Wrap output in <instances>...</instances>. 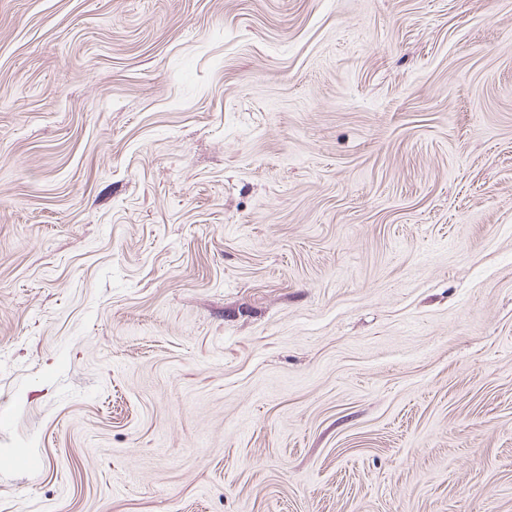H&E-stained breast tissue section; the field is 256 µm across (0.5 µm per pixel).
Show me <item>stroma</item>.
<instances>
[{
	"label": "stroma",
	"mask_w": 512,
	"mask_h": 512,
	"mask_svg": "<svg viewBox=\"0 0 512 512\" xmlns=\"http://www.w3.org/2000/svg\"><path fill=\"white\" fill-rule=\"evenodd\" d=\"M0 512H512V0H0Z\"/></svg>",
	"instance_id": "1"
}]
</instances>
